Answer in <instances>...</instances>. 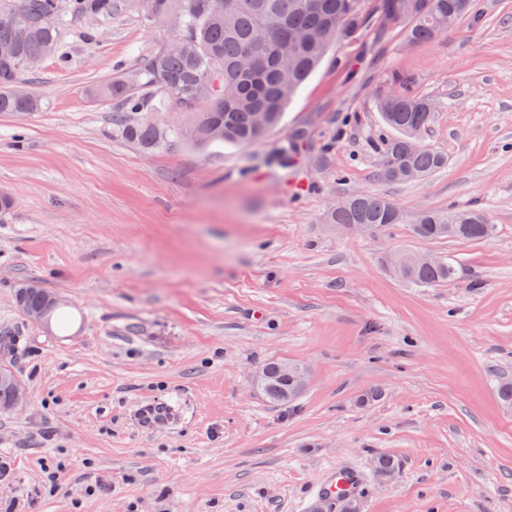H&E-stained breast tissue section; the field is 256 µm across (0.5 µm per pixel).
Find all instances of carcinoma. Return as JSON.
<instances>
[{"mask_svg":"<svg viewBox=\"0 0 512 512\" xmlns=\"http://www.w3.org/2000/svg\"><path fill=\"white\" fill-rule=\"evenodd\" d=\"M0 0V13L13 12L16 25L0 29V41L17 39L16 55L0 60V113L27 114L41 109L36 96L20 98L12 88L29 72L26 62L52 53L60 41L61 0ZM400 0H151L152 13H176L180 18L177 37L154 51L131 74L117 77L95 90L117 103L112 126L126 140L146 150L163 146L171 136L183 135L179 128L164 127L141 116L151 108L148 94L157 92L165 107L185 112L193 122L189 136L201 145L228 143L249 146L263 137L257 129L258 113L266 115V130L278 126L301 85L319 67L331 46L339 39L363 32L400 29L412 44L425 43L446 34L471 14L472 0H411L402 13ZM69 10L87 18L112 14V0H69ZM260 29L275 37L266 47L253 38ZM253 51L261 65L252 73L239 70L240 57ZM398 90L377 96L376 107L383 122L394 131L385 143L386 164L379 177L391 182L415 181L448 166V157L426 145L411 144L422 137L433 119L432 99L407 90L410 78L392 77ZM304 135L288 138L276 156L282 167L299 159ZM327 224L348 229L351 224H375L382 229L402 223L394 203L377 193L346 198L339 209L329 210ZM487 213L473 209L421 210L412 225L421 239L454 238L489 241ZM392 272L400 280L423 287L453 280L456 269L440 260L423 265L410 252L389 258ZM28 280L18 285L19 306L43 304V287H31ZM283 362L263 366L272 387L262 392L275 404H288L300 392L296 381L285 376Z\"/></svg>","mask_w":512,"mask_h":512,"instance_id":"carcinoma-1","label":"carcinoma"}]
</instances>
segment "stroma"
Returning a JSON list of instances; mask_svg holds the SVG:
<instances>
[{
  "instance_id": "35a3bbf8",
  "label": "stroma",
  "mask_w": 512,
  "mask_h": 512,
  "mask_svg": "<svg viewBox=\"0 0 512 512\" xmlns=\"http://www.w3.org/2000/svg\"><path fill=\"white\" fill-rule=\"evenodd\" d=\"M150 0L64 14L56 51L22 80L41 111L0 114V363L28 401L0 413V512H312L309 490L346 465L362 512H512V0H474L434 41L399 31L338 40L258 142L153 151L112 126L90 88L133 71L176 28ZM437 100L423 135L444 169L379 179L392 132L374 101L393 74ZM298 130L311 160L269 158ZM375 192L400 224L338 230L323 215ZM478 206L493 240H421L423 209ZM453 263L419 288L390 255ZM62 300L31 323L16 286ZM307 369L294 403L253 384L267 362ZM375 393L364 401L366 393ZM174 405L147 430L138 408ZM397 462L392 478L376 456ZM61 466L56 484L47 470Z\"/></svg>"
}]
</instances>
